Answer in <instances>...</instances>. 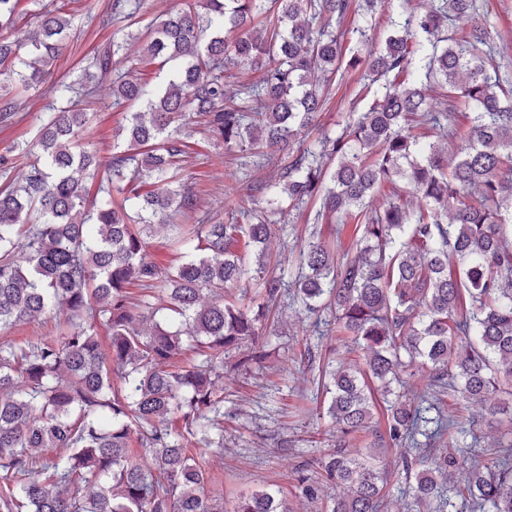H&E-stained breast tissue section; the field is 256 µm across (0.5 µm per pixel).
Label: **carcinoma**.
<instances>
[{"label": "carcinoma", "mask_w": 512, "mask_h": 512, "mask_svg": "<svg viewBox=\"0 0 512 512\" xmlns=\"http://www.w3.org/2000/svg\"><path fill=\"white\" fill-rule=\"evenodd\" d=\"M23 2L0 0V30L14 33L0 39L5 125L20 97L41 90L73 33L65 6L48 4L35 14L37 30H24ZM144 2L112 0L102 26L135 25ZM395 2L380 48L347 62L366 67L380 88L336 137L308 142L305 131L339 70L344 32L333 20L351 0H184L176 14L95 51L79 80L52 85L34 138L0 155V331L57 310L68 319L54 336L0 342V512H224L188 448L224 453L216 381L232 355L248 350L241 365L263 357L258 325L282 280L258 276L260 302L229 301L224 289L248 274L237 244L263 257L269 214L310 200L319 215L359 226V250L351 257L310 233L295 288L310 311L329 299L336 333L363 362L341 360L329 372L336 448L315 461L319 477H299L305 496L336 485L344 492L324 512H384L392 473L377 445L414 446L419 435L456 444L457 421L411 387L392 391L404 373L422 368L440 390L491 409L512 401V77L490 31L471 24L476 0H431L419 15L408 0ZM376 6L364 0L355 30L365 47L375 40ZM130 40L145 44L123 72L114 62ZM414 56L447 88L446 110L430 111L427 87L410 80ZM241 65L257 77L230 94L226 79ZM106 82L113 106L140 110L125 113L104 160L79 102ZM188 124L257 168L288 152L277 177L254 185L266 206L196 215L197 196L179 178L192 164ZM421 125L434 139L422 140ZM20 158L24 170L11 180ZM398 181L407 200L376 202L383 184ZM158 226L173 231L181 255L173 267L146 260ZM133 286L143 294L132 296ZM376 391L389 400L383 430L373 424ZM172 417L180 425H169ZM363 432L373 448L346 451ZM134 446L151 466L133 460ZM460 468V494L474 512H512L511 447L491 468L451 454L430 459L416 473L415 501L442 502V480ZM232 512L290 508L269 486Z\"/></svg>", "instance_id": "obj_1"}]
</instances>
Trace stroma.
I'll use <instances>...</instances> for the list:
<instances>
[{"instance_id":"obj_1","label":"stroma","mask_w":512,"mask_h":512,"mask_svg":"<svg viewBox=\"0 0 512 512\" xmlns=\"http://www.w3.org/2000/svg\"><path fill=\"white\" fill-rule=\"evenodd\" d=\"M109 0H70L74 33L54 68L53 79L80 76L84 59L103 47L123 29V22L101 27L100 16ZM369 73L341 70L327 87L326 107L309 129V138L321 132L341 133L349 117L367 110L375 92ZM52 102L50 93L22 99L14 124L0 125V154L22 136L35 135L40 116ZM91 114L93 141L101 156L112 154L115 129L123 110L113 107L109 90H101L97 99L87 104ZM201 155L181 174L190 191L199 192V215L220 216L227 201L250 200L253 185L262 176L239 154H225L218 141H202ZM316 203L305 204L297 215L276 218L268 243L271 263L282 264L286 282L281 295L267 314L262 326L266 336L267 356L260 362L236 368L225 364L221 383L224 454L215 456L202 448L192 453L214 477L209 489L233 501L269 485L281 486L294 512H321V501L305 499L298 489V473L313 459L327 453L334 445L336 428L326 410L329 397L319 383L328 360L346 355L343 337L334 331V315L326 309L307 312L296 296L298 274L296 260L307 234L308 224H315L323 239H339L343 251L356 250L354 224H339L331 219L315 220ZM429 399H440L445 414L458 421L463 432L457 435L454 454L469 458L470 434H477L482 447L497 445L502 437L499 414L431 389L428 372L416 370L409 379Z\"/></svg>"}]
</instances>
